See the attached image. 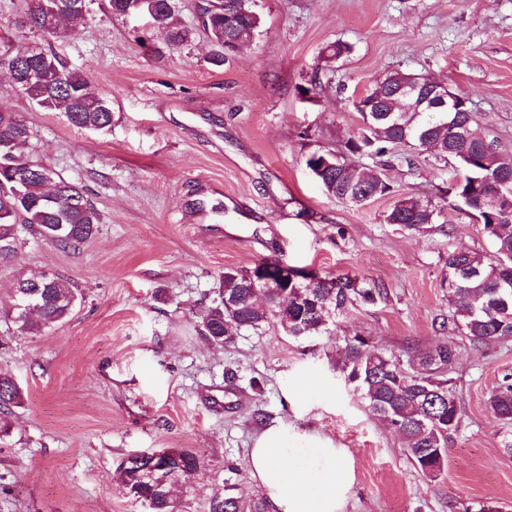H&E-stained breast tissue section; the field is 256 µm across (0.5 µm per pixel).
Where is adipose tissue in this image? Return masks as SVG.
I'll return each mask as SVG.
<instances>
[{"mask_svg":"<svg viewBox=\"0 0 512 512\" xmlns=\"http://www.w3.org/2000/svg\"><path fill=\"white\" fill-rule=\"evenodd\" d=\"M246 468L261 488L268 512H340L341 494L354 480L347 452L316 437L291 444L280 424L256 435Z\"/></svg>","mask_w":512,"mask_h":512,"instance_id":"1","label":"adipose tissue"}]
</instances>
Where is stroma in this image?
Here are the masks:
<instances>
[{
	"label": "stroma",
	"instance_id": "obj_1",
	"mask_svg": "<svg viewBox=\"0 0 512 512\" xmlns=\"http://www.w3.org/2000/svg\"><path fill=\"white\" fill-rule=\"evenodd\" d=\"M174 3L192 37L168 50L100 0L84 31L51 39L18 29L26 0H0L1 32L82 71L114 112L108 134L76 127L35 109L0 71V109L32 127L34 153L101 215L78 250L30 237L0 263V372L25 398L0 413V512H132L117 466L153 448L205 455L186 512H207L226 477L257 500L245 460L272 423L352 455L343 512H475L486 500L512 512V424L486 404L512 374V339L478 348L439 327L449 253L490 255L493 245L453 212L425 233L384 221L396 198L443 195L450 168L422 154L386 170L392 195L358 207L305 166L310 152L357 134L353 100L395 71L464 93L474 130L512 150V0H256L259 35L219 69L200 30L204 0ZM337 40L349 50L326 62ZM315 79L324 89L311 102L302 89ZM261 257L374 282L385 296L349 305L320 336L294 338L273 321L207 344L194 315L224 270ZM39 272L67 279L81 301L66 321L22 334L12 290ZM355 334L401 357L454 342L463 425L440 476L413 466L345 379L344 339Z\"/></svg>",
	"mask_w": 512,
	"mask_h": 512
}]
</instances>
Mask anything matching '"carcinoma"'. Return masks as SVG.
I'll return each instance as SVG.
<instances>
[{"mask_svg": "<svg viewBox=\"0 0 512 512\" xmlns=\"http://www.w3.org/2000/svg\"><path fill=\"white\" fill-rule=\"evenodd\" d=\"M110 12L122 16L126 10L148 16L158 24L169 49L188 42L189 30L179 24L171 0H107ZM77 0H30L22 25L58 37L85 29L88 11L76 7ZM201 28L215 47L210 63L224 65V36L235 40L234 48L251 43L262 27L254 0H224L202 9ZM12 49L13 62L0 66L13 70L16 64L41 73L37 96L29 101L48 112H60L74 126L106 133L112 129V101L92 88L78 69L55 53L35 49L0 37V46ZM399 74L386 76L354 107L362 118L357 134L340 153L316 151L305 156V166L319 172L324 190L354 206L352 195L368 183L370 174L352 166L347 155L379 159L389 167L404 156L395 152L404 140L409 148L431 150L437 161L454 162L458 171L448 196L401 198L385 216L388 224H399L421 233L448 221V210L482 226L493 241L494 256L472 250L448 255V276L456 284L448 289V330L466 337L473 345H488L512 337V210L491 209L486 202L495 195L512 198V181L502 172L512 170V154L498 139H470L452 134L455 120L473 119L470 112H441L435 121L424 112H370L371 103L392 108L390 89ZM31 127L15 112L0 111V259L14 258L21 246V233L51 241L64 250H75L95 233L99 214L83 189L66 180L48 162L30 155ZM406 160V159H404ZM411 163V160H406ZM251 269L226 270L204 311L194 319L197 335L213 346H222L242 330H258L276 319L288 335H321L328 318L359 299L373 304L382 296L376 283L349 276H322L314 271L296 280L304 298L293 299L295 288H251ZM78 294L71 283L46 272L24 279L15 288L14 321L21 332L36 334L65 321ZM456 357L454 345L442 342L418 349L402 360L388 355L368 339L345 338L342 371L357 383L368 410L399 434L406 452L421 473L436 462L435 449L448 453L450 442L462 428V412L453 379L448 377ZM24 394L16 381L0 374V412L22 406ZM490 412L512 423V375L506 374L487 399ZM205 465L203 455L178 448L139 452L120 464L124 488L134 487L135 504L150 512H185L182 501L168 489L145 479L153 468H169L187 481ZM228 486L211 497L208 512H265L261 500L249 503Z\"/></svg>", "mask_w": 512, "mask_h": 512, "instance_id": "cac0c4a2", "label": "carcinoma"}]
</instances>
